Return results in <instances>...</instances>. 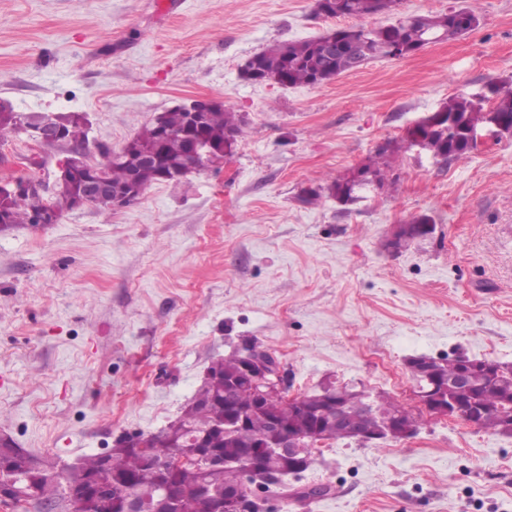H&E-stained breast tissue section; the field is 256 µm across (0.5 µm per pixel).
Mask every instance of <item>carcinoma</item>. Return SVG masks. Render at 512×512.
Masks as SVG:
<instances>
[{
  "label": "carcinoma",
  "mask_w": 512,
  "mask_h": 512,
  "mask_svg": "<svg viewBox=\"0 0 512 512\" xmlns=\"http://www.w3.org/2000/svg\"><path fill=\"white\" fill-rule=\"evenodd\" d=\"M398 3L399 0H316V14L347 18L356 24L313 39L274 42L250 57L243 71L256 68L262 72L265 81L282 86H317L371 60L394 58L386 51L388 47H404L410 55L433 41L457 39L479 25L475 10L468 7L436 15L412 14L394 23L370 28L359 24L366 18L390 14ZM485 87L491 91L486 103L464 92L455 93L441 105V111L453 116V124L445 121L436 127L421 128L437 162L468 159L474 152L468 141V131L485 123L491 113L512 131V85L490 80ZM66 122L70 141L77 145L86 142L88 125L84 118L74 114L66 117ZM163 126L168 130V136H162L153 124L146 126L121 150L101 152V159L90 162V168L105 173L112 183L121 185L127 180L129 165L152 154L156 160L138 167L139 185L146 188L173 180L174 172L184 167L179 141L186 130L185 112L177 107L166 110ZM201 132L206 143L218 147L228 136L237 138L241 135L242 120L237 113L217 107L206 113ZM8 133L20 136L24 131L17 126L13 111L0 109V134ZM403 149H411L406 138L389 141L387 146L379 148L375 155L361 163L359 171L374 176L382 184L391 170V160ZM80 191L81 183L77 181L59 188L50 199L5 196L0 198V221H4L6 228L16 224L35 225L43 211L61 214L74 208ZM354 192L352 179L345 173L331 178L324 187L302 191L299 200L313 204L325 194L346 206L353 201ZM435 229L432 217L426 214L412 217L394 234L397 249L430 237ZM460 360L461 357L456 356L439 361L433 358L431 362L440 380L446 383L456 376ZM210 370L218 379L202 384L177 423L148 435L145 446L127 435L116 441L108 452L87 455L79 464L59 471L25 449H6L0 452V485L11 483L24 487L33 494L35 503L48 505L66 500L72 490L89 488L106 459L115 492L107 504L87 493L82 512H124L125 500L131 496L142 500L155 498L164 476L168 477L176 502L175 512H214L212 495L202 490L205 482L221 489H238L247 498L248 512H260L259 504L248 498L243 476L246 469L264 462L257 445L267 437L273 421H278L283 429L296 436L308 437L316 433L322 440L354 439L356 435L352 431L366 426V419L360 416L363 400L348 384L342 388L325 385L320 392L307 393L292 405L272 396L265 406L257 407L254 394L248 389L224 395V379L241 374V353L232 351L213 362ZM458 401L466 407L475 405L483 409L481 428L503 433L505 423L512 418V365L506 366V372L499 376L489 377L482 371L474 373L470 390L460 393ZM334 402L345 410L344 423L340 427L330 423L329 414ZM375 405L392 421L408 411L405 404L383 394L377 395ZM230 408L244 414L246 423L234 433L226 434L213 425L224 420ZM192 433L205 435L204 447L196 448L188 443V435ZM207 452L233 457L237 465L206 475L193 457Z\"/></svg>",
  "instance_id": "obj_1"
}]
</instances>
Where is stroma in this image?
I'll list each match as a JSON object with an SVG mask.
<instances>
[{
  "mask_svg": "<svg viewBox=\"0 0 512 512\" xmlns=\"http://www.w3.org/2000/svg\"><path fill=\"white\" fill-rule=\"evenodd\" d=\"M172 3L0 0V100L86 114L90 158L198 97L243 119L221 165L123 208L0 232V434L70 464L159 433L212 361L250 342L279 358L292 393L360 384L405 404L411 357L512 364V138L445 166L399 154L395 183L346 211L298 200L448 96L512 80V0H401V17L467 6L480 24L314 87L252 83L241 68L271 43L341 27L315 0ZM32 145L14 140L0 179L55 189L69 147L33 167ZM422 213L431 238L384 249ZM302 482L329 492L247 491L264 512H512V436L426 417L402 441H325Z\"/></svg>",
  "mask_w": 512,
  "mask_h": 512,
  "instance_id": "obj_1",
  "label": "stroma"
}]
</instances>
